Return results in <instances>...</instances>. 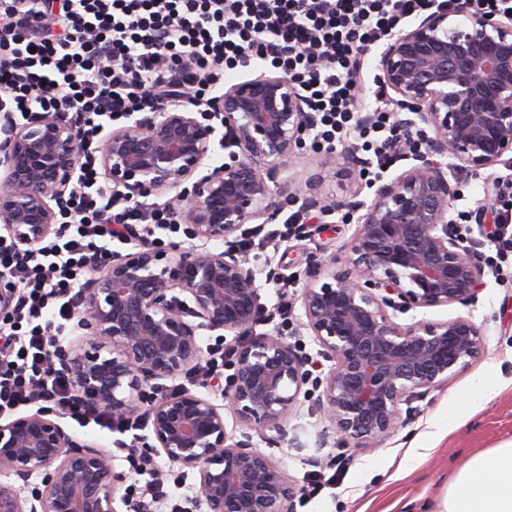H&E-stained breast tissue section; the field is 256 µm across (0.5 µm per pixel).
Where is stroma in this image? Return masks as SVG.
<instances>
[{
	"mask_svg": "<svg viewBox=\"0 0 512 512\" xmlns=\"http://www.w3.org/2000/svg\"><path fill=\"white\" fill-rule=\"evenodd\" d=\"M321 158V151H310L304 164L286 165L283 179L301 183L323 175L322 191L328 197L364 186L361 166L325 172ZM355 229L352 218L313 224L306 235L289 234L250 254L258 267L270 261L277 265L280 279L261 289L260 302L268 309L289 303L288 341L310 357H317L319 348L299 332L303 316L298 296L320 264L332 259L344 267ZM484 282L474 303L399 315L403 324L422 318L472 319L483 331L484 354L443 385L411 393L399 406L397 429L377 447L342 440L325 419L321 391L314 387L289 415L287 438L273 431L253 436L255 446L272 455L300 486L292 512H422L423 505H436L449 479L472 454L512 439V256L498 270L486 272ZM479 377L490 379L497 394L473 412L468 398ZM322 460L343 464L347 474L343 481L308 493L302 488L304 476Z\"/></svg>",
	"mask_w": 512,
	"mask_h": 512,
	"instance_id": "1",
	"label": "stroma"
}]
</instances>
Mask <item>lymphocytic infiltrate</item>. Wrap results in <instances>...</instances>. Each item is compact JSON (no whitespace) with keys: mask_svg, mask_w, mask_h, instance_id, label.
<instances>
[{"mask_svg":"<svg viewBox=\"0 0 512 512\" xmlns=\"http://www.w3.org/2000/svg\"><path fill=\"white\" fill-rule=\"evenodd\" d=\"M432 0H0V105L15 117L34 109L77 113L82 136L77 190L47 245L23 249L0 235V276L19 288L12 322L0 325V412L39 399L81 425L128 431L129 423L88 408L50 373L56 336L79 307L77 284L112 224L175 233L166 210L122 202L99 187L91 145L103 120L152 111L173 69L199 105L227 71L261 62L297 79L319 113L314 146L335 151L355 138L384 151L389 112L360 124L354 78L362 49L388 36ZM50 26L36 28L35 16Z\"/></svg>","mask_w":512,"mask_h":512,"instance_id":"f902f5d3","label":"lymphocytic infiltrate"}]
</instances>
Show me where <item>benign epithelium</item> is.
<instances>
[{"mask_svg": "<svg viewBox=\"0 0 512 512\" xmlns=\"http://www.w3.org/2000/svg\"><path fill=\"white\" fill-rule=\"evenodd\" d=\"M371 52L394 117L391 150L409 164L368 180V201L358 191L328 200L318 177L294 187L280 180L284 162L305 161L316 126L304 91L284 72L229 83L194 112L176 70V99L131 117L96 147L112 195L164 199L190 245L164 249L144 229L121 230L138 246L92 262L79 285L75 336L55 344L50 370L82 402L148 429L131 455L196 471L205 512H289L297 494L280 464L249 436L228 432L224 418L228 409L242 428L285 436L282 422L311 372L283 336L242 342L225 387L210 381L204 393H161L163 382L196 369L200 331L245 336L260 321L259 272L238 246L253 224H271L296 204L315 224L345 210L356 217L346 268L323 273L298 296L302 328L332 362L317 385L342 439L384 440L409 393L447 382L483 354L482 329L469 318L403 325L396 313L478 298L485 267L449 215L460 191L448 174L512 169V12L433 0L377 51L362 50ZM218 146L230 150L229 161L214 165ZM78 155V122L68 113L38 109L21 122L0 112V227L18 244L55 232ZM352 163L370 165L349 148L320 160L324 170ZM506 189L505 180L487 179L470 221L494 223ZM15 297L0 278V318L13 315ZM62 418L40 407L0 421V512H159L155 500L117 496L128 473Z\"/></svg>", "mask_w": 512, "mask_h": 512, "instance_id": "1", "label": "benign epithelium"}]
</instances>
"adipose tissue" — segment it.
Segmentation results:
<instances>
[{"instance_id": "obj_1", "label": "adipose tissue", "mask_w": 512, "mask_h": 512, "mask_svg": "<svg viewBox=\"0 0 512 512\" xmlns=\"http://www.w3.org/2000/svg\"><path fill=\"white\" fill-rule=\"evenodd\" d=\"M437 512H512V439L471 456L449 481Z\"/></svg>"}]
</instances>
